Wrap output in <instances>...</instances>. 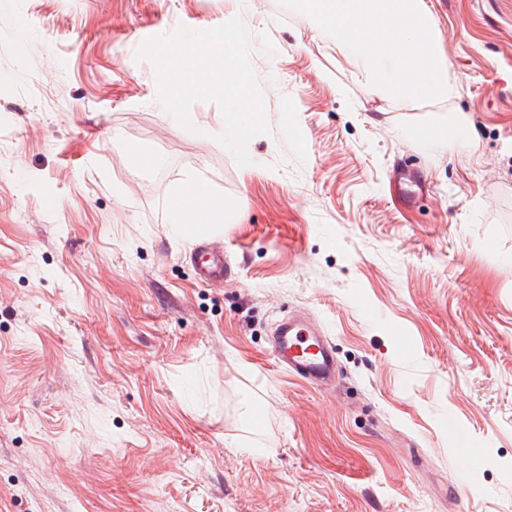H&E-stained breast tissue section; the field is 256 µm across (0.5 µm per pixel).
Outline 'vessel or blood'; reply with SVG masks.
Returning a JSON list of instances; mask_svg holds the SVG:
<instances>
[{
	"mask_svg": "<svg viewBox=\"0 0 512 512\" xmlns=\"http://www.w3.org/2000/svg\"><path fill=\"white\" fill-rule=\"evenodd\" d=\"M194 253L200 258L198 277L201 281L223 278V252L199 246ZM272 354L280 367L312 384L328 383L335 371L334 356L326 340L312 332L299 317H291L277 324Z\"/></svg>",
	"mask_w": 512,
	"mask_h": 512,
	"instance_id": "1",
	"label": "vessel or blood"
}]
</instances>
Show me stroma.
<instances>
[{
	"mask_svg": "<svg viewBox=\"0 0 512 512\" xmlns=\"http://www.w3.org/2000/svg\"><path fill=\"white\" fill-rule=\"evenodd\" d=\"M425 2L457 94L398 108L277 0L0 6V512H512V0ZM236 18L244 167L135 58ZM187 173L220 282L168 222ZM297 315L332 388L274 362ZM179 206L169 207V224L176 235L206 230L224 222L223 199L210 193L194 174H187L171 191ZM191 256H199L197 267L198 277L201 281L224 279V252L211 250L204 246L196 247Z\"/></svg>",
	"mask_w": 512,
	"mask_h": 512,
	"instance_id": "35a3bbf8",
	"label": "stroma"
}]
</instances>
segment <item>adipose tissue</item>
Here are the masks:
<instances>
[{"instance_id": "ef3b65f1", "label": "adipose tissue", "mask_w": 512, "mask_h": 512, "mask_svg": "<svg viewBox=\"0 0 512 512\" xmlns=\"http://www.w3.org/2000/svg\"><path fill=\"white\" fill-rule=\"evenodd\" d=\"M176 206L169 209V222L175 234L206 230L224 221L222 199L210 193L193 174L185 175L174 186Z\"/></svg>"}]
</instances>
